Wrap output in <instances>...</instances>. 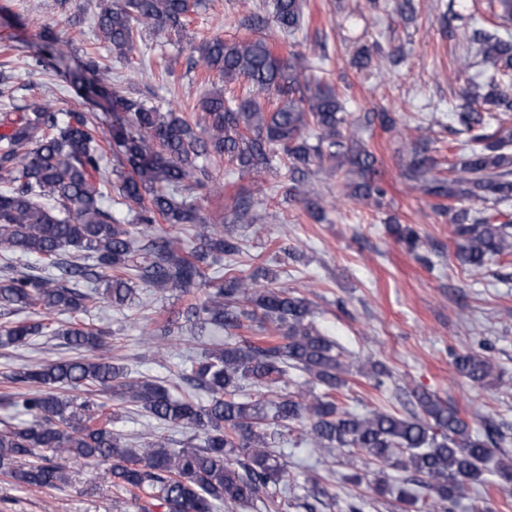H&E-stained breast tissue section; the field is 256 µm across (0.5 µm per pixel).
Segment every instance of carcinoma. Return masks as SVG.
I'll return each instance as SVG.
<instances>
[{
    "instance_id": "1",
    "label": "carcinoma",
    "mask_w": 512,
    "mask_h": 512,
    "mask_svg": "<svg viewBox=\"0 0 512 512\" xmlns=\"http://www.w3.org/2000/svg\"><path fill=\"white\" fill-rule=\"evenodd\" d=\"M203 0H107L96 18L99 38L120 58L140 50L142 31L168 40L185 28ZM272 20L286 36L304 23L303 0H273ZM448 34L479 44L482 82L462 96L455 118L465 134L468 152L451 163V175L432 173L427 149L414 145L408 179L422 193L439 200L436 207L451 215L459 238L456 257L472 270L492 258L512 254V225L487 217L469 219L465 201L494 204L512 201V154L503 141L485 133L487 115L475 108L512 110V85L502 78L512 71V39L495 33L449 29ZM40 49L25 61L28 73L62 55L58 40L41 35ZM203 68L217 75L197 104L191 120L173 109L165 112L124 94L118 86L107 93L110 66L97 58L68 73L78 98L98 101L114 115L109 140L117 166L102 165L104 132L87 112H57L43 95L34 94L19 109L0 112V309L26 311L24 320L0 326V347L32 344L40 336L60 338L68 357L22 367L9 377L28 392L1 394L0 407L25 416L17 425L0 428V474L17 486L56 488L68 481L58 460L71 458L104 468L112 485L130 493L138 512H229L261 503L268 512H288V461L267 441V430L299 429V443L355 450L365 465L347 476L353 483L370 477L376 490L390 493L386 469L410 473L396 488L400 498L421 512H455L470 487L487 472L512 482V459L496 455L506 435L492 420L483 433L453 405L428 392H413L418 412L396 415L371 411L360 415L336 403V391L347 384L349 369L336 344L313 323L307 299L233 268L215 277L206 274L207 260L233 257L242 251L232 233L202 223L194 192L207 186L209 165L225 156L241 173L260 172L280 154L294 195L310 215L321 220L320 199L310 198L309 176H353L349 195L377 200L386 194L376 159L359 143H347L343 104L330 85L306 74L305 57L283 59L263 39L230 41L211 38L197 47ZM238 83L241 96L224 98V86ZM367 124L390 130L393 113L369 112ZM448 204H442V201ZM253 203L239 198L235 220L254 224L260 216ZM130 217L123 224L116 213ZM189 225V240L160 230V224ZM391 232L408 249L418 237L410 227L392 221ZM35 256L33 272L18 269L20 257ZM104 286L103 291L94 284ZM140 285L155 292L189 295L202 291L179 316L198 322L224 343L188 356L178 366L183 383L173 394L152 379L134 375L104 356L106 333L76 322L65 325L53 316L90 312L106 299L121 307ZM173 322L160 334L146 333L150 352L168 349ZM258 333L253 341L242 330ZM457 372L481 386L503 378L489 357L455 355ZM307 379L273 401L252 399L248 391L274 392L288 385V372ZM323 392L316 393V388ZM208 395L207 403L197 392ZM88 394L85 399L80 393ZM134 406L157 424L189 429L184 447L174 450L152 433L133 445L112 430L118 413ZM46 450L52 456L28 464L21 460ZM413 482L426 495L405 488Z\"/></svg>"
}]
</instances>
